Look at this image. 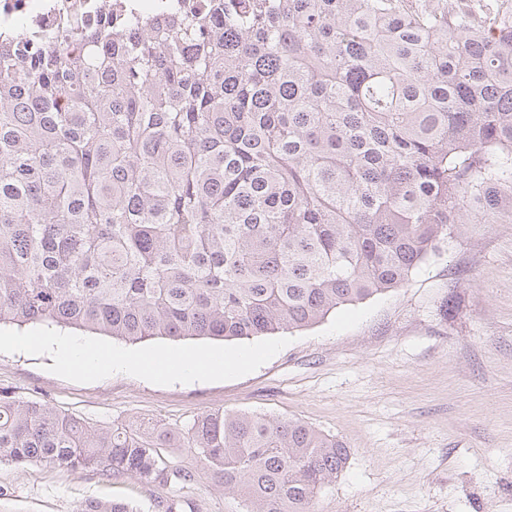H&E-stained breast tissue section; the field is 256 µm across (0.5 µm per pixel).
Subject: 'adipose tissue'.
Wrapping results in <instances>:
<instances>
[{
	"instance_id": "ef3b65f1",
	"label": "adipose tissue",
	"mask_w": 512,
	"mask_h": 512,
	"mask_svg": "<svg viewBox=\"0 0 512 512\" xmlns=\"http://www.w3.org/2000/svg\"><path fill=\"white\" fill-rule=\"evenodd\" d=\"M33 346L54 347L65 367L100 374L104 372L137 371L157 377L178 375L179 378H200L218 375L227 370H239L250 365L255 352H241L233 355L210 351H197L171 358L162 352L131 356L94 347L77 339L57 336H41L32 341Z\"/></svg>"
}]
</instances>
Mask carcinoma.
Here are the masks:
<instances>
[{"instance_id": "carcinoma-1", "label": "carcinoma", "mask_w": 512, "mask_h": 512, "mask_svg": "<svg viewBox=\"0 0 512 512\" xmlns=\"http://www.w3.org/2000/svg\"><path fill=\"white\" fill-rule=\"evenodd\" d=\"M215 0L0 43V324L131 343L301 330L403 287L469 214L512 221V10ZM159 425L94 428L0 393V462L176 494ZM186 448L236 512H315L349 449L206 413ZM76 512H130L89 498Z\"/></svg>"}]
</instances>
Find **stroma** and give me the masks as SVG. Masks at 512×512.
I'll return each mask as SVG.
<instances>
[{"instance_id":"stroma-1","label":"stroma","mask_w":512,"mask_h":512,"mask_svg":"<svg viewBox=\"0 0 512 512\" xmlns=\"http://www.w3.org/2000/svg\"><path fill=\"white\" fill-rule=\"evenodd\" d=\"M43 333L0 328V391L94 427L180 431L216 410L301 419L350 450L317 512H512V222L465 217L405 287L303 330L230 342L81 335L129 354L259 351L251 365L208 378L86 375L20 342ZM170 494L127 477L0 462V512H75L88 498L155 512Z\"/></svg>"}]
</instances>
